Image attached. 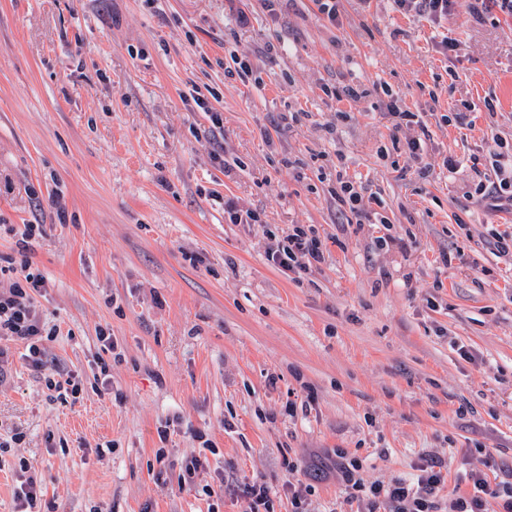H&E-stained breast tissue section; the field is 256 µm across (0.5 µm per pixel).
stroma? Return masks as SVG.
<instances>
[{"mask_svg":"<svg viewBox=\"0 0 512 512\" xmlns=\"http://www.w3.org/2000/svg\"><path fill=\"white\" fill-rule=\"evenodd\" d=\"M336 9L332 24L316 0H0V255L39 225L48 367L82 382L49 388L26 343L0 341V512L24 464L34 512H208L219 486L220 512H244L255 480L292 512L290 477L310 512H351L344 459L367 484L440 459L437 512L464 474L512 479V255L491 237L512 234V208L474 193L496 179L488 139L512 143V15ZM340 179L364 214L337 206ZM228 199L262 223H229ZM297 224L326 261L285 274L266 249Z\"/></svg>","mask_w":512,"mask_h":512,"instance_id":"1","label":"stroma"}]
</instances>
